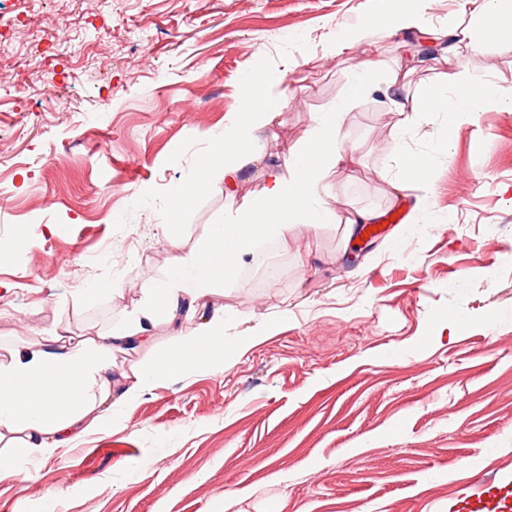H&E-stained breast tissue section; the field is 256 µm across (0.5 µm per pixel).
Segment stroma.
I'll use <instances>...</instances> for the list:
<instances>
[{"label": "stroma", "instance_id": "35a3bbf8", "mask_svg": "<svg viewBox=\"0 0 512 512\" xmlns=\"http://www.w3.org/2000/svg\"><path fill=\"white\" fill-rule=\"evenodd\" d=\"M371 0H0V361L38 350L55 330L108 336L142 306L175 256L262 187L244 166L232 195L215 191L163 230L172 189L209 136L242 110L240 86L261 70L290 94L268 162L302 145L311 113L346 82L336 31ZM59 87L56 96L40 92ZM382 78L342 128L355 161L329 182L341 210L384 225L355 266L361 234L293 225L272 255L278 277L235 275L208 300L227 339L248 338L218 369L159 381L120 402L135 372L200 315L150 326L115 348L114 405L102 427L0 482V512H469L481 481L512 483V109L489 107L448 137L424 112L405 135L432 155L430 195L391 194L401 121ZM195 100L183 117L179 105ZM400 209L402 223L385 221ZM145 225L115 264L109 245ZM116 281L81 302L74 276ZM464 314L455 333L446 316ZM30 332L18 338L15 319ZM512 507V497H506Z\"/></svg>", "mask_w": 512, "mask_h": 512}]
</instances>
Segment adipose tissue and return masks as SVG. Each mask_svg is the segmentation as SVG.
Returning a JSON list of instances; mask_svg holds the SVG:
<instances>
[{"mask_svg":"<svg viewBox=\"0 0 512 512\" xmlns=\"http://www.w3.org/2000/svg\"><path fill=\"white\" fill-rule=\"evenodd\" d=\"M375 29H412L422 44L443 40L452 55L479 51L485 53L486 62L479 70L441 72L423 90L410 95L403 87L415 69L413 48H406L391 62L375 53H362L365 39ZM332 45L339 53H359L349 66L344 94L328 108L312 113L306 142L290 150L282 165L265 163L256 147V132L274 126L281 115L286 101L283 74H257L243 88L245 111L212 137L210 150L175 191L163 230L176 236L179 218L201 196L220 186L233 191L244 164L262 165V189L244 211L225 223L209 225L201 247L174 260L164 277L148 289L142 316L132 317L112 335L89 337L78 344L55 331L47 336L41 351L16 352L0 361V429L23 435L28 451L50 455L84 433V420L111 398L115 345L129 339L146 342L149 324L174 321L183 301L202 303L214 284L233 277L253 260L261 241L287 242L292 225L336 222L351 233L356 225L370 223L374 218L370 211L344 214L337 210L328 176L355 161L340 134L351 104L369 91L372 73L386 72L388 89L397 93L391 105L405 129L416 123L419 113L440 112L453 134L491 105L512 108V87L497 83L495 61L496 54L512 53V0H463L459 19L445 28L426 23L421 0H375L369 16L339 30ZM398 167L391 183L394 192L410 186L428 190L433 170L430 155L402 151ZM225 319L223 309L208 313L194 336L178 338L160 358L140 368L124 399L134 398L164 377L219 366L232 347L224 336Z\"/></svg>","mask_w":512,"mask_h":512,"instance_id":"ef3b65f1","label":"adipose tissue"}]
</instances>
